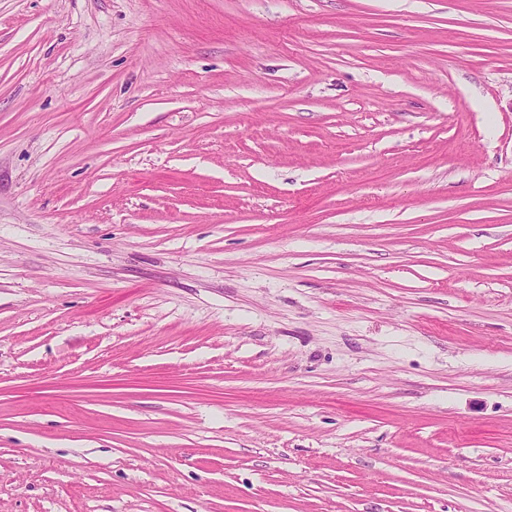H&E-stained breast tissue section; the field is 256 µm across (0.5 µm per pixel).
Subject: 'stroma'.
<instances>
[{"instance_id": "obj_1", "label": "stroma", "mask_w": 512, "mask_h": 512, "mask_svg": "<svg viewBox=\"0 0 512 512\" xmlns=\"http://www.w3.org/2000/svg\"><path fill=\"white\" fill-rule=\"evenodd\" d=\"M0 512H512V0H0Z\"/></svg>"}]
</instances>
